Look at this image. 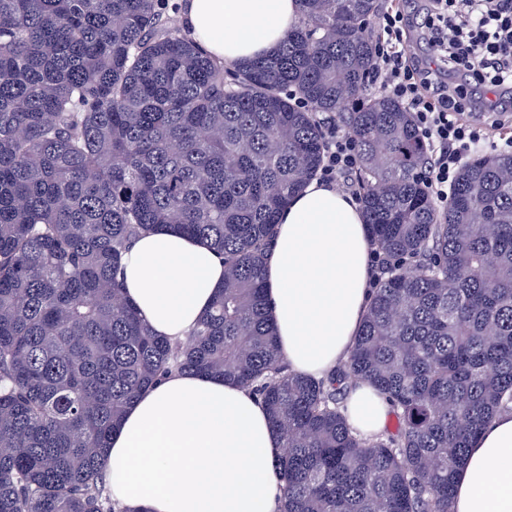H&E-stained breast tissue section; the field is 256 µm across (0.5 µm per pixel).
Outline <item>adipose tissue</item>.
<instances>
[{
    "instance_id": "obj_1",
    "label": "adipose tissue",
    "mask_w": 512,
    "mask_h": 512,
    "mask_svg": "<svg viewBox=\"0 0 512 512\" xmlns=\"http://www.w3.org/2000/svg\"><path fill=\"white\" fill-rule=\"evenodd\" d=\"M300 18L298 0H186L192 41L232 65L269 54ZM373 246L358 203L312 178L281 210L267 297L291 372L320 378L344 362L373 292ZM224 285V261L203 242L146 231L124 260L123 288L151 329L182 340ZM344 415L367 437L388 404L357 384ZM279 445L247 387L174 371L142 392L113 434L108 466L122 512H277ZM452 512H512V412L473 440Z\"/></svg>"
}]
</instances>
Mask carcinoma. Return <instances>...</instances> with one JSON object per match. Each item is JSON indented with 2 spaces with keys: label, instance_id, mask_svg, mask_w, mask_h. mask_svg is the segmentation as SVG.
Masks as SVG:
<instances>
[{
  "label": "carcinoma",
  "instance_id": "cac0c4a2",
  "mask_svg": "<svg viewBox=\"0 0 512 512\" xmlns=\"http://www.w3.org/2000/svg\"><path fill=\"white\" fill-rule=\"evenodd\" d=\"M299 5L273 53L228 67L157 0H0V512H112V432L172 369L259 395L278 512H451L472 439L512 412V153L469 160L436 206L412 114L369 83L380 0ZM315 112L358 145L388 261L323 379L288 372L265 291L279 212L322 163ZM148 230L224 257L183 341L116 280ZM358 380L388 398L395 432L347 423Z\"/></svg>",
  "mask_w": 512,
  "mask_h": 512
}]
</instances>
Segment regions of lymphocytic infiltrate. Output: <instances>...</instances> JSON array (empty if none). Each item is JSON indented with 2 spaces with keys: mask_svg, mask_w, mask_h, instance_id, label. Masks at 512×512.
<instances>
[{
  "mask_svg": "<svg viewBox=\"0 0 512 512\" xmlns=\"http://www.w3.org/2000/svg\"><path fill=\"white\" fill-rule=\"evenodd\" d=\"M425 39L437 60L460 71L456 86L439 82L413 47V23L400 0L372 21L376 45L370 83L412 112L429 153L421 178L438 206H446L460 169L486 146L485 128L512 125V0H427ZM496 95L484 125L464 122L471 106L466 80ZM324 155L320 177L350 196L358 190L350 176L360 155L355 140L334 122L321 120Z\"/></svg>",
  "mask_w": 512,
  "mask_h": 512,
  "instance_id": "lymphocytic-infiltrate-1",
  "label": "lymphocytic infiltrate"
}]
</instances>
